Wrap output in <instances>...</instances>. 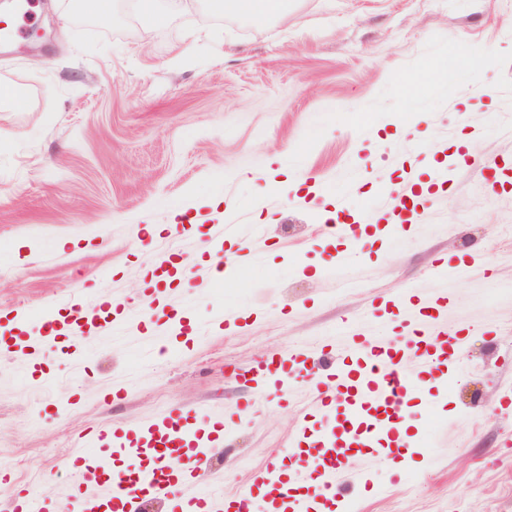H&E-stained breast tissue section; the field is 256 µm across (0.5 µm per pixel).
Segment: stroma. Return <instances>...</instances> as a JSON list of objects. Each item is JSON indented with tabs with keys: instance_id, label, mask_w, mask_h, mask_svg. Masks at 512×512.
Masks as SVG:
<instances>
[{
	"instance_id": "stroma-1",
	"label": "stroma",
	"mask_w": 512,
	"mask_h": 512,
	"mask_svg": "<svg viewBox=\"0 0 512 512\" xmlns=\"http://www.w3.org/2000/svg\"><path fill=\"white\" fill-rule=\"evenodd\" d=\"M0 82V486L72 512L85 438L172 408L249 409L204 465L233 494L284 457L300 412L333 428L312 382L283 397L240 372L276 351L320 352L344 318L401 345L443 292L439 327L467 328L457 365L402 401L407 453L345 465L355 512H512V0H288L254 22L210 0H133L110 18L77 0L5 17ZM492 49L478 91L465 66ZM430 76L406 92L409 77ZM302 179L282 194L271 165ZM453 168L451 184L432 183ZM428 184L402 230L398 196ZM367 225L336 270V216ZM238 220L246 266L216 287L211 225ZM467 267L444 277L440 260ZM115 311L70 353L39 343V311ZM26 321L13 322L16 313Z\"/></svg>"
}]
</instances>
